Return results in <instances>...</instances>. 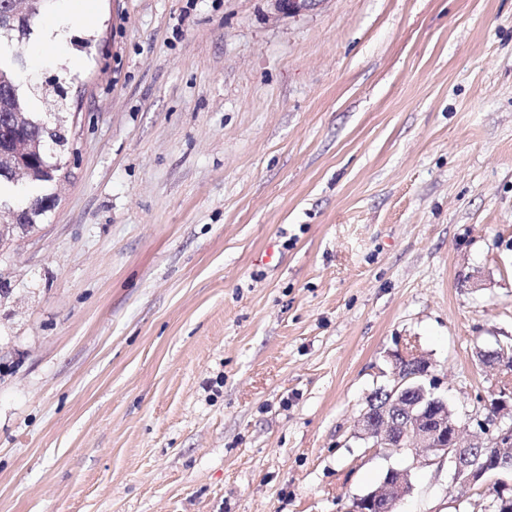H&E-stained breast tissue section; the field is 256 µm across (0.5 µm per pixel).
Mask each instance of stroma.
Wrapping results in <instances>:
<instances>
[{
	"mask_svg": "<svg viewBox=\"0 0 512 512\" xmlns=\"http://www.w3.org/2000/svg\"><path fill=\"white\" fill-rule=\"evenodd\" d=\"M88 6L20 48L69 143L0 243V512H346L390 468L399 512H463L353 425L408 341L459 420L493 397L512 0ZM77 6L70 12L57 14L42 23L33 36L34 51L38 54L49 53L64 44L75 27L90 21V15L84 11L86 1H73ZM46 197L36 196L29 198L28 203L24 207L11 209L0 198V242L9 237L14 231H26L32 228L37 219L43 215L42 211L37 210L39 203L44 201ZM2 209L7 210V216L2 219Z\"/></svg>",
	"mask_w": 512,
	"mask_h": 512,
	"instance_id": "1",
	"label": "stroma"
}]
</instances>
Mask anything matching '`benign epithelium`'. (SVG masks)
I'll return each mask as SVG.
<instances>
[{
    "label": "benign epithelium",
    "mask_w": 512,
    "mask_h": 512,
    "mask_svg": "<svg viewBox=\"0 0 512 512\" xmlns=\"http://www.w3.org/2000/svg\"><path fill=\"white\" fill-rule=\"evenodd\" d=\"M480 363L497 374V410L475 409L470 422L453 419L448 405L433 396L423 378L430 376V363L413 342L401 345L395 355L393 383L382 389L381 400L363 409L355 421L356 433L372 441L374 448L409 451L420 461L425 448L448 461L451 483L471 492L512 500V484L488 482L497 468L512 470V355L502 348L480 349ZM397 475L373 491L352 500L348 512H397L411 489L409 470H389Z\"/></svg>",
    "instance_id": "7a95c632"
}]
</instances>
